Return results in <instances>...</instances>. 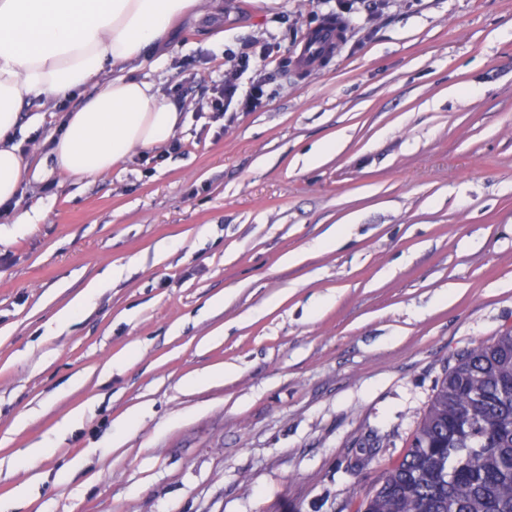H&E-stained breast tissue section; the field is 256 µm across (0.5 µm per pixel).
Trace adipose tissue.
I'll list each match as a JSON object with an SVG mask.
<instances>
[{"instance_id": "adipose-tissue-1", "label": "adipose tissue", "mask_w": 512, "mask_h": 512, "mask_svg": "<svg viewBox=\"0 0 512 512\" xmlns=\"http://www.w3.org/2000/svg\"><path fill=\"white\" fill-rule=\"evenodd\" d=\"M207 9V0H0V206L24 180L15 135L26 98L95 86L52 147L57 168L78 180L166 144L181 122L178 107L151 83L102 74L140 59L179 20Z\"/></svg>"}]
</instances>
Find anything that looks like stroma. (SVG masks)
Returning a JSON list of instances; mask_svg holds the SVG:
<instances>
[{"instance_id": "35a3bbf8", "label": "stroma", "mask_w": 512, "mask_h": 512, "mask_svg": "<svg viewBox=\"0 0 512 512\" xmlns=\"http://www.w3.org/2000/svg\"><path fill=\"white\" fill-rule=\"evenodd\" d=\"M221 2L134 64L180 110L178 152L77 181L49 150L93 86L22 112L17 209L43 219L0 217V503L27 486L20 512H355L457 355L512 328V0ZM333 16L341 41L299 68ZM260 50L238 79L260 105L217 117ZM237 70H230L224 74V87L221 94L224 97V112H227L229 107L234 104L236 112H250L258 107L263 97L262 86L257 85L252 88L249 93L241 95L239 93V84L237 82ZM226 105V108H225Z\"/></svg>"}]
</instances>
